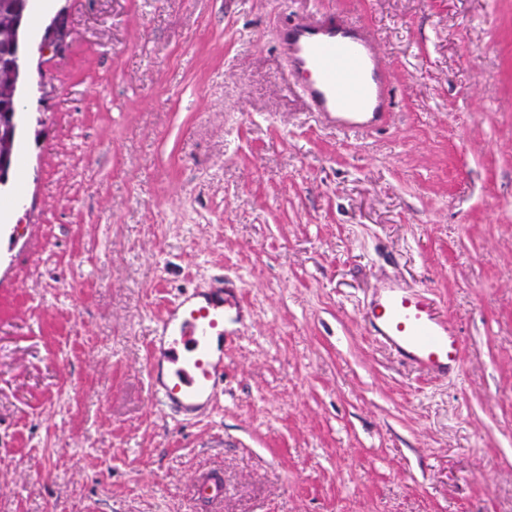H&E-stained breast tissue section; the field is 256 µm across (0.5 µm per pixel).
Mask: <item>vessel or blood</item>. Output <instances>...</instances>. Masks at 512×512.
Returning a JSON list of instances; mask_svg holds the SVG:
<instances>
[{"label":"vessel or blood","mask_w":512,"mask_h":512,"mask_svg":"<svg viewBox=\"0 0 512 512\" xmlns=\"http://www.w3.org/2000/svg\"><path fill=\"white\" fill-rule=\"evenodd\" d=\"M281 51L302 80L311 111L341 133L377 128L391 104L388 71L370 35L342 16L284 24ZM239 286L170 302L149 347L157 400L189 417L207 410L224 382V319L240 311ZM370 332L402 360L432 376L461 369L457 331L433 310L426 293L386 287L364 313Z\"/></svg>","instance_id":"obj_1"}]
</instances>
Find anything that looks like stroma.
<instances>
[{"label":"stroma","mask_w":512,"mask_h":512,"mask_svg":"<svg viewBox=\"0 0 512 512\" xmlns=\"http://www.w3.org/2000/svg\"><path fill=\"white\" fill-rule=\"evenodd\" d=\"M53 5L0 187V512H512V0ZM329 10L389 66L380 129L323 126L279 49ZM228 278L224 391L184 420L149 338ZM390 284L460 374L370 334ZM67 25L66 18L64 15L59 14L52 25L49 27L48 31H46L43 40L39 46V52L43 55L45 52L49 50L53 51H61L66 47L67 44ZM370 333L402 360L432 376L460 372L463 346L425 292L390 285L365 310Z\"/></svg>","instance_id":"35a3bbf8"}]
</instances>
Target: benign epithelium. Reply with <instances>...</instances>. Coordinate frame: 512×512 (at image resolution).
Here are the masks:
<instances>
[{"label":"benign epithelium","instance_id":"obj_1","mask_svg":"<svg viewBox=\"0 0 512 512\" xmlns=\"http://www.w3.org/2000/svg\"><path fill=\"white\" fill-rule=\"evenodd\" d=\"M67 25L64 15H58L46 31L39 52L60 51L67 44ZM0 40L12 44L14 60L0 68V97L9 102L10 111L0 116V186L6 184L12 170V154L16 135L22 124L20 82L22 80V44L18 35V24L12 22L0 31Z\"/></svg>","mask_w":512,"mask_h":512}]
</instances>
